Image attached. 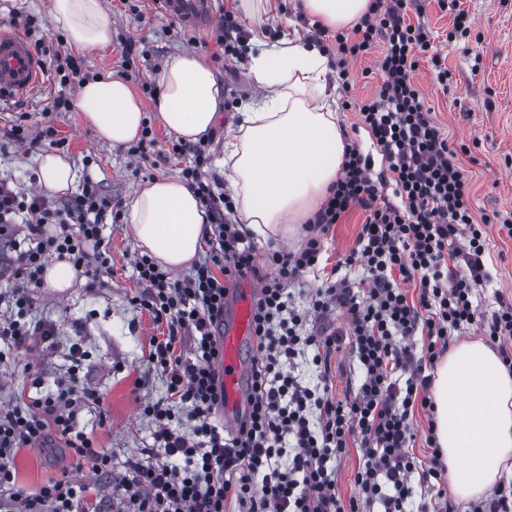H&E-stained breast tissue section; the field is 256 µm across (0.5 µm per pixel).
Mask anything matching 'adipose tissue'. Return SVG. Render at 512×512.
Listing matches in <instances>:
<instances>
[{
  "instance_id": "adipose-tissue-1",
  "label": "adipose tissue",
  "mask_w": 512,
  "mask_h": 512,
  "mask_svg": "<svg viewBox=\"0 0 512 512\" xmlns=\"http://www.w3.org/2000/svg\"><path fill=\"white\" fill-rule=\"evenodd\" d=\"M371 0H299L305 16L336 29L355 25ZM52 21L85 54L108 48L112 21L103 0H51ZM247 76L258 93L224 130V177L238 200L239 223L258 239L296 241L342 173L346 136L338 119L332 71L319 45L299 33L256 39ZM156 110L168 132L194 142L214 127L224 88L199 55L173 58L156 76ZM74 105L97 136L120 146L138 139L145 115L127 81L106 75L84 82ZM79 174L52 151L38 158L47 192L73 191ZM204 210L180 179L147 183L128 219L143 252L179 271L203 244ZM435 433L456 498L477 500L512 466V372L482 340L453 346L437 363L431 387Z\"/></svg>"
}]
</instances>
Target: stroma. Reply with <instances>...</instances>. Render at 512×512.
Masks as SVG:
<instances>
[{"mask_svg": "<svg viewBox=\"0 0 512 512\" xmlns=\"http://www.w3.org/2000/svg\"><path fill=\"white\" fill-rule=\"evenodd\" d=\"M215 2L217 11L234 12L248 36L260 35L269 42L292 30L311 27L310 18L295 10L294 0H268L266 14L257 21L237 13V0ZM410 6V20H425L433 30L434 45L448 69V81L442 84L430 63L420 61L414 81L449 146L458 152L456 162L468 178L474 215L491 219L487 262L492 279L481 294L483 309L491 311L496 307V296L512 300V238L501 228L502 223L512 224V0H460L459 9L473 20L471 30L464 34L454 31V12L442 10L437 0H411ZM104 7L113 20L112 45L85 57L84 63L93 72L127 74L153 126L159 154L156 163L139 162L126 148L103 143L76 110L51 111L55 97H74L76 88L61 87L54 71L55 54L71 53L72 48L58 39L59 30L49 15V0H0V28H14L15 11L34 16L38 28L27 40L42 43L46 49L43 83L24 97H0V136L24 112L29 115L27 126L31 131L53 125L63 141L61 154L74 163L81 176L100 182L106 193L125 205L146 182L160 176H180L188 163L187 156L173 153L175 136L163 127L153 100L143 90L144 84L155 83L158 71L173 56L197 53L208 58L217 45L211 28L196 33L194 41H187L180 34L178 22L160 14L148 2L138 16L125 11L121 0H104ZM128 39L140 42L144 49L129 66L124 65L122 57L123 43ZM375 61L372 54L350 61L354 82L344 94L350 106L339 110L338 118L348 140L368 156L372 171L377 172L383 167L382 157L370 135L358 126L355 111L374 94L381 80ZM50 148V142L44 140L0 156V180L19 193L37 192V157ZM363 220V213L356 210L329 228L323 237L324 256L329 262H336L354 246ZM103 236L112 254L111 274L101 276L95 288L88 287L82 275L62 292L42 288L35 314L55 324L56 346L18 354L17 369L0 375V403L27 395L30 377L22 366L28 362L39 368L44 389H53L55 381L66 376L70 367V345L81 343L89 354L82 373L103 392L107 420L104 427H96L94 415L83 411L78 423L93 427L96 444L111 449L114 473L120 478L126 473L127 457L153 443L151 424L141 415L140 404L165 394L160 376L145 365L150 339L161 335L162 329L133 302L142 288L132 267L139 249L127 219L107 225ZM15 468L19 486L28 491L67 472L86 485L88 500L106 492L102 481L89 469L78 468L61 447L46 453L22 449L15 458Z\"/></svg>", "mask_w": 512, "mask_h": 512, "instance_id": "35a3bbf8", "label": "stroma"}]
</instances>
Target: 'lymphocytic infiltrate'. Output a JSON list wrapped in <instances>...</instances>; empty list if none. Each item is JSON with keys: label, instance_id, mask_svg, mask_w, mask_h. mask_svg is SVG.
Wrapping results in <instances>:
<instances>
[{"label": "lymphocytic infiltrate", "instance_id": "1", "mask_svg": "<svg viewBox=\"0 0 512 512\" xmlns=\"http://www.w3.org/2000/svg\"><path fill=\"white\" fill-rule=\"evenodd\" d=\"M406 14L407 0H371L351 32L335 35L341 82L349 80L346 58L380 51L382 80L358 110L385 166L372 176L368 159L348 144L342 174L306 224L297 250L257 255L234 198L206 172L207 144H173L175 153L193 158L182 176L208 229L188 278H173L151 255L134 259L143 287L135 302L167 327L147 356L149 368L166 380V395L142 407L165 460L153 463L140 454L126 460L129 476L118 487L127 512H227L230 503L237 512H408L419 488L426 499L417 512H453L441 485L446 468L427 369L453 337L476 326L512 370V301L501 297L493 311L482 308L486 227L471 212L467 178L413 80L423 57L440 82H447L448 71L432 50L430 29L407 22ZM388 185L395 201L383 195ZM114 207L88 179L64 203L21 196L0 183V247L13 251L1 268L13 284L0 294L7 310L0 317V341L7 346L1 366L7 350L34 352L55 342L54 325L32 316L51 258L67 260L91 288L110 271L101 231ZM356 210L365 219L343 263L360 265L366 276L354 282L323 273L322 237ZM19 214L23 223H14ZM310 272L321 274V283L296 304L291 288ZM247 277L260 285L253 317L258 356L250 373V416L231 431L216 423L224 400L216 365L224 299ZM409 283L416 298L408 296ZM337 312L344 319L339 327L331 322ZM187 338L193 346L186 356L180 347ZM345 347L360 377L351 393L337 397L331 360ZM69 355V375L54 390L41 392L36 374L34 396L0 407V512H107L106 498L88 502L85 486L65 476L33 493L16 483L17 453L45 451L59 440L95 474L112 472L111 452L95 446L77 423L84 409L106 420L103 393L80 375L87 357L81 343H72ZM419 409L427 416L431 450L424 460L409 451ZM353 448L359 453L356 492L345 501L336 490V468Z\"/></svg>", "mask_w": 512, "mask_h": 512}]
</instances>
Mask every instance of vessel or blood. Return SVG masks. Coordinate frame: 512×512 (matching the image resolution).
<instances>
[{
  "mask_svg": "<svg viewBox=\"0 0 512 512\" xmlns=\"http://www.w3.org/2000/svg\"><path fill=\"white\" fill-rule=\"evenodd\" d=\"M166 16L190 30L208 28L215 18L214 0H151ZM44 63L29 42L14 31L0 30V95L22 97L30 93L43 75ZM259 290L254 281L242 280L226 300L224 332L219 341L223 351L217 368L224 389L221 414L233 429L248 414V376L257 353L253 334L254 305Z\"/></svg>",
  "mask_w": 512,
  "mask_h": 512,
  "instance_id": "obj_1",
  "label": "vessel or blood"
}]
</instances>
